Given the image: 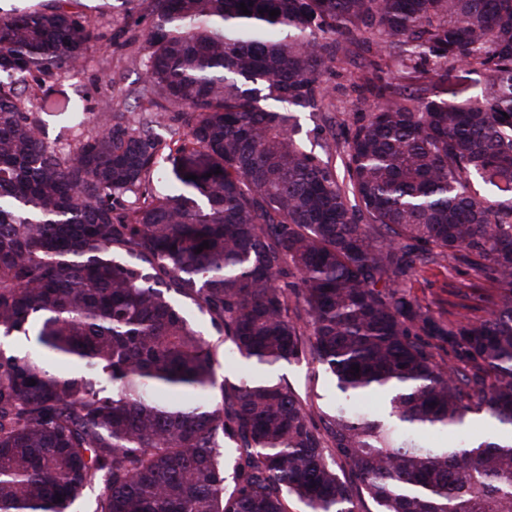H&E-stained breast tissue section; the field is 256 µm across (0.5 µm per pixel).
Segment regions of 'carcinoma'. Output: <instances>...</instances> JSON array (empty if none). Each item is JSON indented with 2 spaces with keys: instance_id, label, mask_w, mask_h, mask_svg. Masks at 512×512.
<instances>
[{
  "instance_id": "carcinoma-1",
  "label": "carcinoma",
  "mask_w": 512,
  "mask_h": 512,
  "mask_svg": "<svg viewBox=\"0 0 512 512\" xmlns=\"http://www.w3.org/2000/svg\"><path fill=\"white\" fill-rule=\"evenodd\" d=\"M136 6L137 122L118 104L65 144L39 113L82 127L84 97L36 90L102 49L94 9H0V337L31 344L0 347V512H73L95 482L94 512H512V435L418 437L481 413L512 429V0ZM366 34L369 66L408 83L373 86L344 183L290 108L318 109ZM446 256L494 286L487 317L441 325L398 288ZM226 341L260 370L312 358L336 410L280 378L217 381ZM372 394L381 415L355 407Z\"/></svg>"
}]
</instances>
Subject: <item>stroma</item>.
I'll return each mask as SVG.
<instances>
[{"label": "stroma", "instance_id": "1", "mask_svg": "<svg viewBox=\"0 0 512 512\" xmlns=\"http://www.w3.org/2000/svg\"><path fill=\"white\" fill-rule=\"evenodd\" d=\"M96 21L99 29L112 37L111 54L92 53L78 73L46 79L43 87L55 101L82 91L92 111L99 113L120 102L123 90L136 87L143 80L144 33L148 20L126 0H112L111 10L97 16ZM370 57L363 44L354 48L351 56L337 55L324 76L327 95L320 106L335 121L320 124L308 110H299L301 137L306 148H314L331 138L336 130L370 112L375 102L366 90V82L373 76L367 65ZM401 288L443 322L463 315L474 320L485 317L490 308L485 298L493 293L492 285L474 268L452 258L417 269L402 282ZM274 374L306 397L314 410L329 412L334 408L335 382L318 363L309 360L284 363Z\"/></svg>", "mask_w": 512, "mask_h": 512}]
</instances>
